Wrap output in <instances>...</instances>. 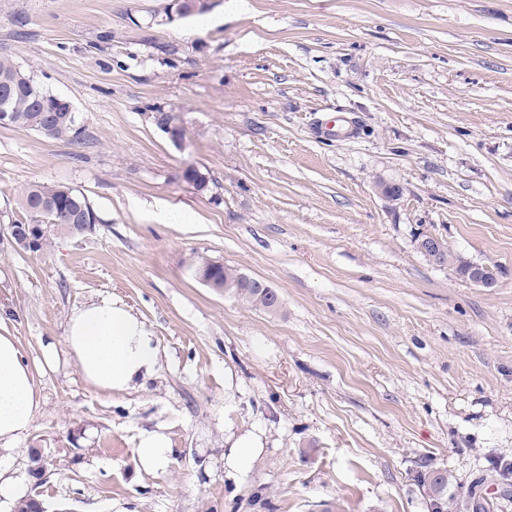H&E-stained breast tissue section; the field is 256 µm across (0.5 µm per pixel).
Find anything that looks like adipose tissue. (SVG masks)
<instances>
[{"mask_svg": "<svg viewBox=\"0 0 512 512\" xmlns=\"http://www.w3.org/2000/svg\"><path fill=\"white\" fill-rule=\"evenodd\" d=\"M65 343L83 378L104 393L132 387L159 365L145 324L108 295L73 311ZM40 404L33 366L14 336L0 332V450H12L29 431Z\"/></svg>", "mask_w": 512, "mask_h": 512, "instance_id": "obj_1", "label": "adipose tissue"}]
</instances>
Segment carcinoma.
<instances>
[{"instance_id": "obj_1", "label": "carcinoma", "mask_w": 512, "mask_h": 512, "mask_svg": "<svg viewBox=\"0 0 512 512\" xmlns=\"http://www.w3.org/2000/svg\"><path fill=\"white\" fill-rule=\"evenodd\" d=\"M10 90L6 98L0 96V108L6 107L15 115V127L35 131L54 140L71 144L82 141L75 135L78 122L67 100L51 94L27 75L11 58L0 56V89ZM19 205L29 223L42 225L41 249L58 234L80 236L92 230L99 222L89 200L73 188L61 184H32L22 193ZM211 275L215 283H231L227 294L244 304L265 312H274V297L241 277L233 266L214 265L202 257L194 266ZM422 489L427 491L429 505L445 501L448 491V471L431 470L419 475Z\"/></svg>"}]
</instances>
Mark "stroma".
I'll return each mask as SVG.
<instances>
[{"label":"stroma","mask_w":512,"mask_h":512,"mask_svg":"<svg viewBox=\"0 0 512 512\" xmlns=\"http://www.w3.org/2000/svg\"><path fill=\"white\" fill-rule=\"evenodd\" d=\"M175 3L0 0V55L85 128L0 127V230L36 183L100 218L38 253L0 243V328L41 396L0 458V512L37 489L33 448L49 512H429L423 463L450 473L448 512H512V0H210L222 22L202 32ZM339 112L354 138L325 135ZM159 206L194 221L157 223ZM423 230L496 287L426 261ZM201 257L276 288L279 311L205 286ZM100 295L159 351L109 394L64 343ZM147 431L170 443L163 469L140 463ZM244 436L259 449L235 470ZM456 275L464 281H468L483 288H493L497 285V271L486 264L467 262Z\"/></svg>","instance_id":"35a3bbf8"}]
</instances>
